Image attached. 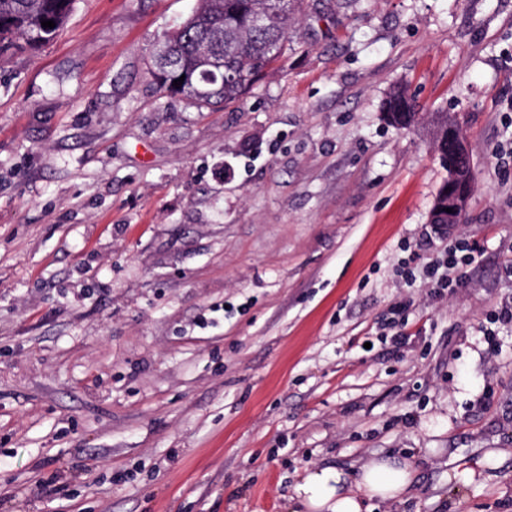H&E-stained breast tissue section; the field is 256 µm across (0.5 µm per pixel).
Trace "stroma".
Segmentation results:
<instances>
[{
	"label": "stroma",
	"mask_w": 512,
	"mask_h": 512,
	"mask_svg": "<svg viewBox=\"0 0 512 512\" xmlns=\"http://www.w3.org/2000/svg\"><path fill=\"white\" fill-rule=\"evenodd\" d=\"M196 4L77 0L0 57V512H290L378 455L418 472L374 512H512V0H303L225 107L150 74ZM446 113L472 193L439 229ZM455 238L466 287L404 276ZM417 112L406 88L396 87L385 104V119L390 126L411 128L417 121ZM455 125L454 119L448 114L441 116L437 119L436 122V145L439 140L440 135L443 132H448V153H453L455 155H466L469 153L467 145L464 141V138L459 135L455 130L448 129V126Z\"/></svg>",
	"instance_id": "obj_1"
}]
</instances>
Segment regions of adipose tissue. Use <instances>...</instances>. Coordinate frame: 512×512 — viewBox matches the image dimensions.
<instances>
[{
  "label": "adipose tissue",
  "mask_w": 512,
  "mask_h": 512,
  "mask_svg": "<svg viewBox=\"0 0 512 512\" xmlns=\"http://www.w3.org/2000/svg\"><path fill=\"white\" fill-rule=\"evenodd\" d=\"M411 460L378 457L349 473L337 467L305 469L295 487L296 512H372L376 502L408 499L415 483Z\"/></svg>",
  "instance_id": "adipose-tissue-1"
}]
</instances>
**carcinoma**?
<instances>
[{
    "label": "carcinoma",
    "instance_id": "carcinoma-1",
    "mask_svg": "<svg viewBox=\"0 0 512 512\" xmlns=\"http://www.w3.org/2000/svg\"><path fill=\"white\" fill-rule=\"evenodd\" d=\"M76 0H0V54L35 50L53 40L65 26ZM301 0H198L196 10L165 43L177 66L152 70L160 91L182 95L199 106L226 105L240 100L276 62L288 45V32ZM52 20L55 27L41 22ZM220 54L224 80L214 83L200 75L204 53ZM184 78L175 87L173 81ZM385 119L396 128H410L417 112L406 88L396 87L385 104Z\"/></svg>",
    "mask_w": 512,
    "mask_h": 512
}]
</instances>
